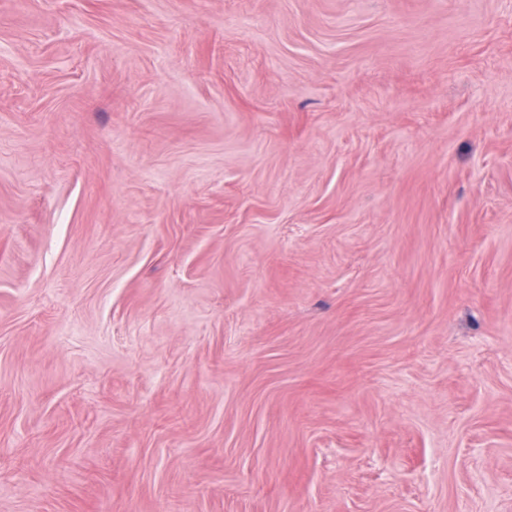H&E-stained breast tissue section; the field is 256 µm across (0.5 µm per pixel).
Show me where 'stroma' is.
Instances as JSON below:
<instances>
[{"label":"stroma","instance_id":"35a3bbf8","mask_svg":"<svg viewBox=\"0 0 512 512\" xmlns=\"http://www.w3.org/2000/svg\"><path fill=\"white\" fill-rule=\"evenodd\" d=\"M0 512H512V0H0Z\"/></svg>","mask_w":512,"mask_h":512}]
</instances>
